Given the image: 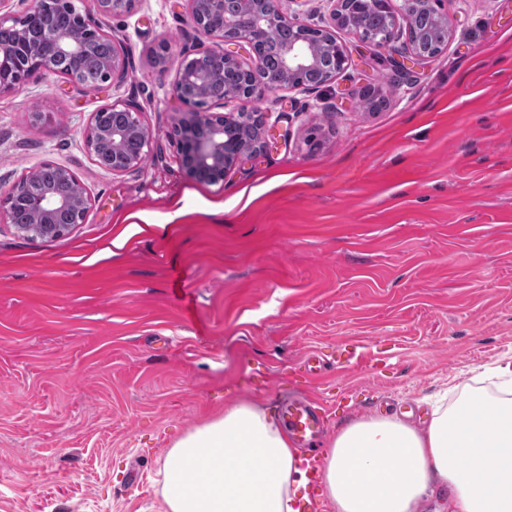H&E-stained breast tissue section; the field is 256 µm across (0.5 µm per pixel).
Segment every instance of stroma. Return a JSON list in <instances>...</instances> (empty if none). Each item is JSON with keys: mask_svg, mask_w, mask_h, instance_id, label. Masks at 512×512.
<instances>
[{"mask_svg": "<svg viewBox=\"0 0 512 512\" xmlns=\"http://www.w3.org/2000/svg\"><path fill=\"white\" fill-rule=\"evenodd\" d=\"M78 7L124 45L126 79L39 72L0 92V199L45 161L91 196L55 240L0 222V512H164L163 449L228 402L269 409L298 386L331 434L418 421L512 352V0H440L448 44L404 72L332 28L349 57L335 80L233 100L261 109L269 144L217 184L170 138L175 74L204 41L184 0ZM371 88L383 111L363 107ZM117 101L150 135L123 175L85 146ZM312 351L326 366L307 380Z\"/></svg>", "mask_w": 512, "mask_h": 512, "instance_id": "obj_1", "label": "stroma"}]
</instances>
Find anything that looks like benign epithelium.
<instances>
[{
  "instance_id": "1",
  "label": "benign epithelium",
  "mask_w": 512,
  "mask_h": 512,
  "mask_svg": "<svg viewBox=\"0 0 512 512\" xmlns=\"http://www.w3.org/2000/svg\"><path fill=\"white\" fill-rule=\"evenodd\" d=\"M329 2L333 4L332 23L385 51L394 41L400 21L411 23L414 0H403L398 13L384 8V32L379 37L366 35L360 22L347 16V0ZM65 3L76 9L74 0H30L25 13L13 20L15 27L33 18L39 19L41 25L32 39L24 37L17 42H0L1 91L15 87L16 71L20 69L27 74L36 71L58 74L61 62L68 67L66 78L73 84L84 85L78 71L79 63L108 33L81 15L78 19L84 30L82 37L77 39L72 33L56 28L52 14ZM186 4L194 26L212 40V45L202 48L196 57L184 60L176 73L174 92L177 99L191 110L176 113L171 138L177 145L182 166L193 178L219 182L240 160L266 147V132L264 123L254 127L243 119L241 112L213 113L205 109L209 102L222 108L224 100L210 99L206 77L199 69L202 60L208 59L243 72L247 97L251 98L274 89L303 86L301 77L304 73L322 62L327 66V81L330 82L347 68L348 55L330 29L313 28L288 17L279 8L278 0H248L252 9L243 18L224 13V0H186ZM279 22L303 33L327 37V47L321 54L313 56L303 39L286 45L280 57L281 81L271 86L258 85L252 82L257 67L245 65L240 52H248L256 62H261L262 43ZM126 77L125 50L121 43L114 42L112 55L103 63L97 87ZM188 89L192 93H186ZM148 142L149 133L139 111L129 104L114 103L91 116L86 146L94 163L105 171L117 175L138 169ZM47 165L55 169L58 178L70 182L73 190L60 195L41 183L42 164L25 173L12 187L6 211L0 212V222L7 224H14L13 205L18 204L31 212L35 216L34 223L15 224L17 232L25 237L52 240L62 237L84 221L90 207V195L74 172L51 161Z\"/></svg>"
}]
</instances>
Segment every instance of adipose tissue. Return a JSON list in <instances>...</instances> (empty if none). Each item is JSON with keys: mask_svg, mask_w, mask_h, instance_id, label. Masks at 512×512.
Returning <instances> with one entry per match:
<instances>
[{"mask_svg": "<svg viewBox=\"0 0 512 512\" xmlns=\"http://www.w3.org/2000/svg\"><path fill=\"white\" fill-rule=\"evenodd\" d=\"M477 379L494 394L440 395L419 428L353 421L314 468L271 411L230 402L165 449L164 512H302L313 482L323 512H416L435 496L451 512H512V354Z\"/></svg>", "mask_w": 512, "mask_h": 512, "instance_id": "1", "label": "adipose tissue"}]
</instances>
